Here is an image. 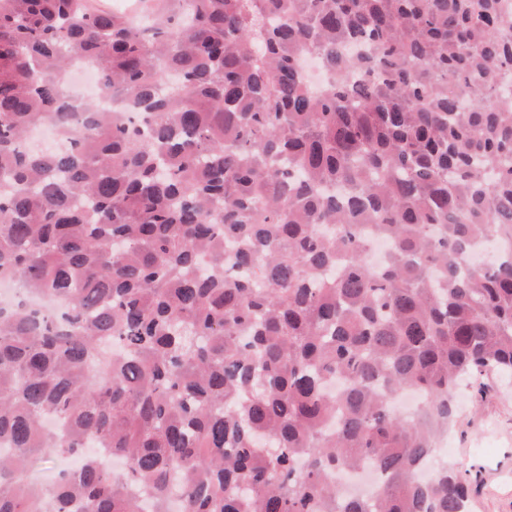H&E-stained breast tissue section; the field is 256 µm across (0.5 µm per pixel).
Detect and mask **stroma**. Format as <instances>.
Instances as JSON below:
<instances>
[{"mask_svg":"<svg viewBox=\"0 0 512 512\" xmlns=\"http://www.w3.org/2000/svg\"><path fill=\"white\" fill-rule=\"evenodd\" d=\"M487 384L486 399L461 411L449 458L468 472L474 512H512V387Z\"/></svg>","mask_w":512,"mask_h":512,"instance_id":"obj_1","label":"stroma"}]
</instances>
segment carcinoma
Returning a JSON list of instances; mask_svg holds the SVG:
<instances>
[{
	"label": "carcinoma",
	"instance_id": "1",
	"mask_svg": "<svg viewBox=\"0 0 512 512\" xmlns=\"http://www.w3.org/2000/svg\"><path fill=\"white\" fill-rule=\"evenodd\" d=\"M138 3L0 0V284L68 305L0 299V512H472L439 453L512 382V12Z\"/></svg>",
	"mask_w": 512,
	"mask_h": 512
}]
</instances>
